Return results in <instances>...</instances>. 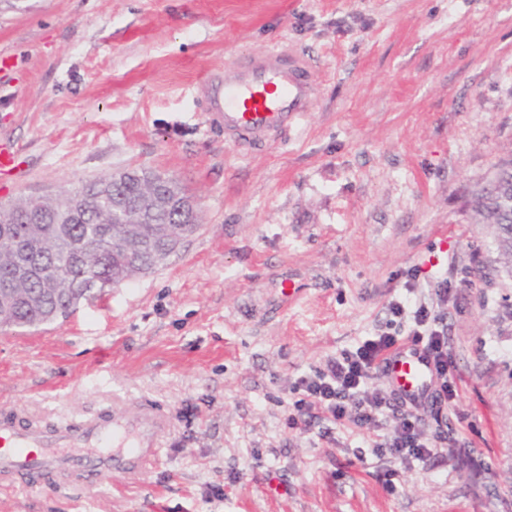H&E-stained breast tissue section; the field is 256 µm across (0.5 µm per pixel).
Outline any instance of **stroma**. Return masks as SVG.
<instances>
[{
    "label": "stroma",
    "instance_id": "obj_1",
    "mask_svg": "<svg viewBox=\"0 0 512 512\" xmlns=\"http://www.w3.org/2000/svg\"><path fill=\"white\" fill-rule=\"evenodd\" d=\"M275 44L315 67L311 111L225 139L200 81ZM0 146L2 202L147 168L199 203L163 266L0 330V417L149 405L155 463L0 477V512H512V273L470 206L512 154V0H0ZM441 276L457 397L421 415L437 455L375 454L388 414L289 428L295 381L385 330L392 299L411 326Z\"/></svg>",
    "mask_w": 512,
    "mask_h": 512
}]
</instances>
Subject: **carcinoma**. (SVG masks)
<instances>
[{
	"label": "carcinoma",
	"mask_w": 512,
	"mask_h": 512,
	"mask_svg": "<svg viewBox=\"0 0 512 512\" xmlns=\"http://www.w3.org/2000/svg\"><path fill=\"white\" fill-rule=\"evenodd\" d=\"M122 193L131 210L146 211V219L124 224L112 216V189L86 185L85 195L74 209L69 224L56 223L59 197L48 198L32 211L25 201L0 203V286L17 284L9 321L17 327L35 326L65 318L80 301H90L97 292L74 295L88 270L106 282L128 281L158 266L154 250L174 253L196 228L194 217L184 224L172 223V207H156L142 188L139 170L121 176ZM472 209L479 224L499 218L512 226V174L497 196L481 189L474 194ZM23 253L33 270L52 268L57 274L21 278L15 252Z\"/></svg>",
	"instance_id": "cac0c4a2"
}]
</instances>
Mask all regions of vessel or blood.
<instances>
[{
	"label": "vessel or blood",
	"instance_id": "obj_1",
	"mask_svg": "<svg viewBox=\"0 0 512 512\" xmlns=\"http://www.w3.org/2000/svg\"><path fill=\"white\" fill-rule=\"evenodd\" d=\"M209 123L245 146L261 145L282 130L300 126L310 111L315 79L308 61L275 45L210 72L202 81ZM394 402L402 408L432 411L437 384L425 347L409 339L378 364ZM167 425L164 415L142 407L116 410L61 431L37 432L0 417V473L46 482L76 468L88 477L108 479L141 473L156 458Z\"/></svg>",
	"mask_w": 512,
	"mask_h": 512
}]
</instances>
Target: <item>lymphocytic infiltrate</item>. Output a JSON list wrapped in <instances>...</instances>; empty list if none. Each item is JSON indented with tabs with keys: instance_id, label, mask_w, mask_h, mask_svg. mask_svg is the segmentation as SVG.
<instances>
[{
	"instance_id": "f902f5d3",
	"label": "lymphocytic infiltrate",
	"mask_w": 512,
	"mask_h": 512,
	"mask_svg": "<svg viewBox=\"0 0 512 512\" xmlns=\"http://www.w3.org/2000/svg\"><path fill=\"white\" fill-rule=\"evenodd\" d=\"M411 336L421 341L430 354L440 380L437 398L440 406L453 402L455 394L448 380V325L443 314L419 305L409 329ZM399 342L397 333L384 332L368 339L355 354L328 362L325 369L299 377L295 390L302 397L296 403L297 417L291 418V427H311L317 422L349 420L365 428L376 424L384 409H392L389 397L366 389L365 384L375 371L378 362ZM393 430L380 435L374 446L387 449L388 453L403 462H424L437 453L435 442L426 438L421 429L417 412L392 409Z\"/></svg>"
}]
</instances>
